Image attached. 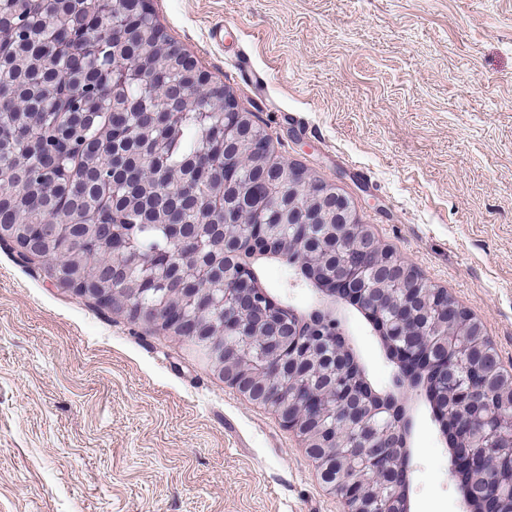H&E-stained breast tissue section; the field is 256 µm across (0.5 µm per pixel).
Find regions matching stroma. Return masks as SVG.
I'll return each instance as SVG.
<instances>
[{"label":"stroma","instance_id":"35a3bbf8","mask_svg":"<svg viewBox=\"0 0 512 512\" xmlns=\"http://www.w3.org/2000/svg\"><path fill=\"white\" fill-rule=\"evenodd\" d=\"M151 7L277 154L337 184L512 372V0ZM261 281L310 310L313 291L287 264L267 263ZM342 329L372 384L390 389L397 368L356 308ZM411 415L408 512H470L429 408L414 401ZM343 510L298 437L190 343L113 316L0 246V512Z\"/></svg>","mask_w":512,"mask_h":512}]
</instances>
